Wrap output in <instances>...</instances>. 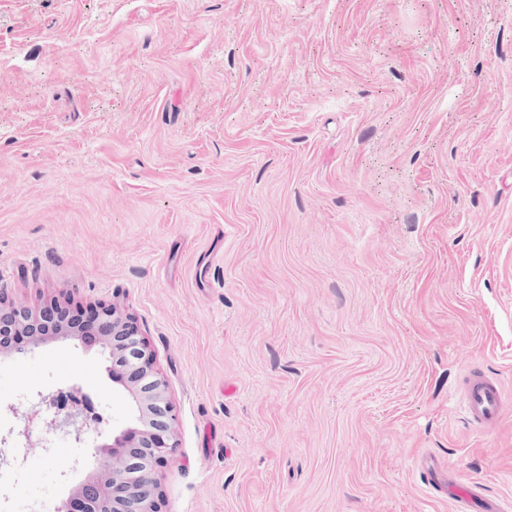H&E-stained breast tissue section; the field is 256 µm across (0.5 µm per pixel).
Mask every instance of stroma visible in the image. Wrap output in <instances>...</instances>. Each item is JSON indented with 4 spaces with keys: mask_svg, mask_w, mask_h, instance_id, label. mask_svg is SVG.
<instances>
[{
    "mask_svg": "<svg viewBox=\"0 0 512 512\" xmlns=\"http://www.w3.org/2000/svg\"><path fill=\"white\" fill-rule=\"evenodd\" d=\"M0 292L120 305L177 407L163 512L512 501V0H0ZM0 354V512H54L128 395ZM468 423L481 434L496 431L510 404L499 381L480 373H471L461 394ZM426 483L432 487L434 484L443 486L456 512H471L472 509L480 512H510L512 509V502L486 498L477 490V486L462 482L449 467L448 472L443 474L426 469Z\"/></svg>",
    "mask_w": 512,
    "mask_h": 512,
    "instance_id": "1",
    "label": "stroma"
}]
</instances>
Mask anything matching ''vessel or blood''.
I'll return each mask as SVG.
<instances>
[{"label": "vessel or blood", "instance_id": "obj_1", "mask_svg": "<svg viewBox=\"0 0 512 512\" xmlns=\"http://www.w3.org/2000/svg\"><path fill=\"white\" fill-rule=\"evenodd\" d=\"M461 403L468 423L483 434L497 430L504 414L512 408L500 382L479 373L469 375ZM426 483L443 486L455 512H512V504L483 496L475 485L462 482L455 472H427Z\"/></svg>", "mask_w": 512, "mask_h": 512}]
</instances>
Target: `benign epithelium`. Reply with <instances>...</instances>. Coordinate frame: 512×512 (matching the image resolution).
<instances>
[{
    "label": "benign epithelium",
    "mask_w": 512,
    "mask_h": 512,
    "mask_svg": "<svg viewBox=\"0 0 512 512\" xmlns=\"http://www.w3.org/2000/svg\"><path fill=\"white\" fill-rule=\"evenodd\" d=\"M58 299L29 305L0 295V352L24 354L52 340L80 338L108 355L112 379L129 397L127 428L102 445V459L57 512H163L156 477L177 443V414L169 386L135 319L102 304L80 320Z\"/></svg>",
    "instance_id": "benign-epithelium-1"
}]
</instances>
